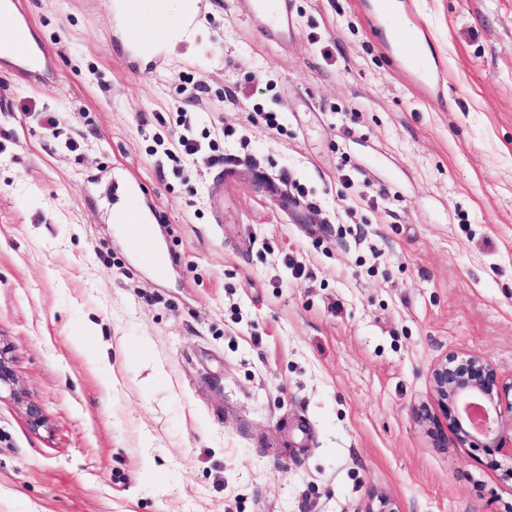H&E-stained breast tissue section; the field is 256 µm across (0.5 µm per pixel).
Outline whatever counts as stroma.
<instances>
[{
  "instance_id": "1",
  "label": "stroma",
  "mask_w": 512,
  "mask_h": 512,
  "mask_svg": "<svg viewBox=\"0 0 512 512\" xmlns=\"http://www.w3.org/2000/svg\"><path fill=\"white\" fill-rule=\"evenodd\" d=\"M25 2L56 81L0 63V512H504L512 459L413 411L452 351L512 381V0H399L423 80L372 0H292L287 40ZM193 90L222 167L157 151ZM115 224H128L127 230L133 234L134 238L141 246L140 255L144 261L150 264H160L165 262V255L159 252L154 244L153 225L149 222H139L135 212H130L124 216H116Z\"/></svg>"
}]
</instances>
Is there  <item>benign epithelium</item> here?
<instances>
[{
    "instance_id": "benign-epithelium-1",
    "label": "benign epithelium",
    "mask_w": 512,
    "mask_h": 512,
    "mask_svg": "<svg viewBox=\"0 0 512 512\" xmlns=\"http://www.w3.org/2000/svg\"><path fill=\"white\" fill-rule=\"evenodd\" d=\"M432 391L449 427L463 444L512 458V383L476 353L451 352L430 372ZM9 351L0 347V387L13 388ZM363 512H399L387 495H370Z\"/></svg>"
}]
</instances>
